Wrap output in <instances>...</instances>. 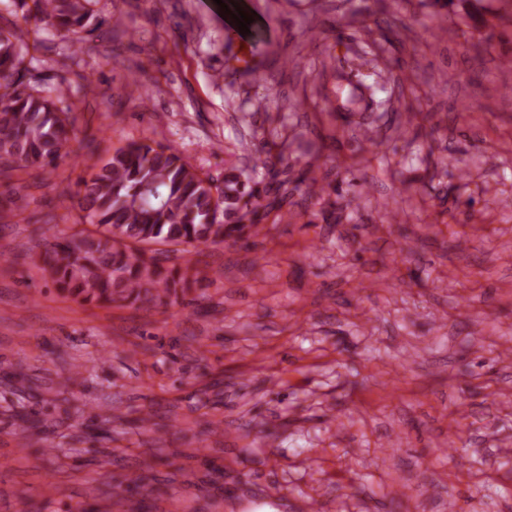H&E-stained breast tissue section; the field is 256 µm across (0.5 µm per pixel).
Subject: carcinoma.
<instances>
[{
    "label": "carcinoma",
    "mask_w": 512,
    "mask_h": 512,
    "mask_svg": "<svg viewBox=\"0 0 512 512\" xmlns=\"http://www.w3.org/2000/svg\"><path fill=\"white\" fill-rule=\"evenodd\" d=\"M95 0H13L22 22L0 27V178L20 170L55 167L76 137L63 111L30 76L21 23L61 34V50L75 57L93 31ZM241 173L217 181L161 145L129 142L94 165L76 194L81 229L56 238L36 257L58 289L80 301L140 304L146 311L195 282L194 265H166L161 245H217L256 235L276 203ZM22 212L26 197L0 193V209Z\"/></svg>",
    "instance_id": "cac0c4a2"
}]
</instances>
